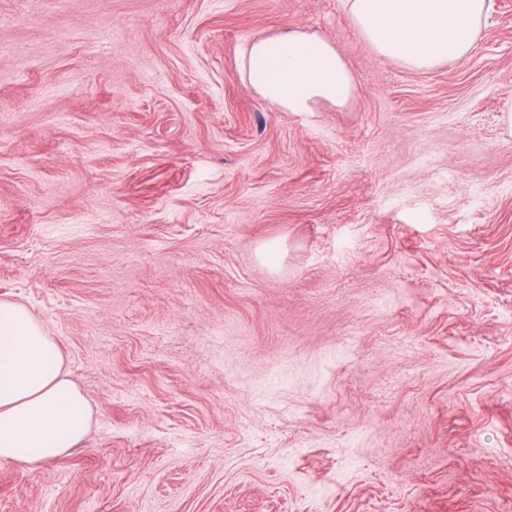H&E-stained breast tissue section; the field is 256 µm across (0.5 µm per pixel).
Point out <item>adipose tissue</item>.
<instances>
[{
  "mask_svg": "<svg viewBox=\"0 0 512 512\" xmlns=\"http://www.w3.org/2000/svg\"><path fill=\"white\" fill-rule=\"evenodd\" d=\"M359 34L379 59L412 70L467 56L493 0H345ZM243 80L261 98L297 114L321 101L343 107L359 82L326 38L278 30L248 41ZM93 409L42 321L25 305L0 300V462L36 471L86 439Z\"/></svg>",
  "mask_w": 512,
  "mask_h": 512,
  "instance_id": "ef3b65f1",
  "label": "adipose tissue"
}]
</instances>
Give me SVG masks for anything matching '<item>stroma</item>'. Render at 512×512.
Segmentation results:
<instances>
[{
  "mask_svg": "<svg viewBox=\"0 0 512 512\" xmlns=\"http://www.w3.org/2000/svg\"><path fill=\"white\" fill-rule=\"evenodd\" d=\"M281 29L346 107L242 81ZM509 104L512 0L429 71L344 0H0V299L94 412L0 512H512ZM239 71L258 96L296 114L313 112L321 101L344 107L359 87L330 41L297 30H278L248 41L240 51Z\"/></svg>",
  "mask_w": 512,
  "mask_h": 512,
  "instance_id": "stroma-1",
  "label": "stroma"
}]
</instances>
